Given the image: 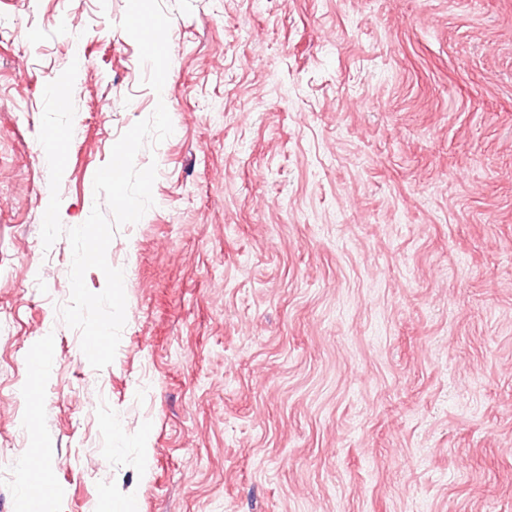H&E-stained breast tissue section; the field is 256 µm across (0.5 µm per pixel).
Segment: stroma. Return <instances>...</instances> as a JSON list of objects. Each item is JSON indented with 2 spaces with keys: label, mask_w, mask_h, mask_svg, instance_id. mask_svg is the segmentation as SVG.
Listing matches in <instances>:
<instances>
[{
  "label": "stroma",
  "mask_w": 512,
  "mask_h": 512,
  "mask_svg": "<svg viewBox=\"0 0 512 512\" xmlns=\"http://www.w3.org/2000/svg\"><path fill=\"white\" fill-rule=\"evenodd\" d=\"M161 3L162 99L127 0H0V512L23 460L44 512H512V0ZM77 51L64 228L157 103L174 128L107 250L99 371L41 240L43 93Z\"/></svg>",
  "instance_id": "obj_1"
}]
</instances>
